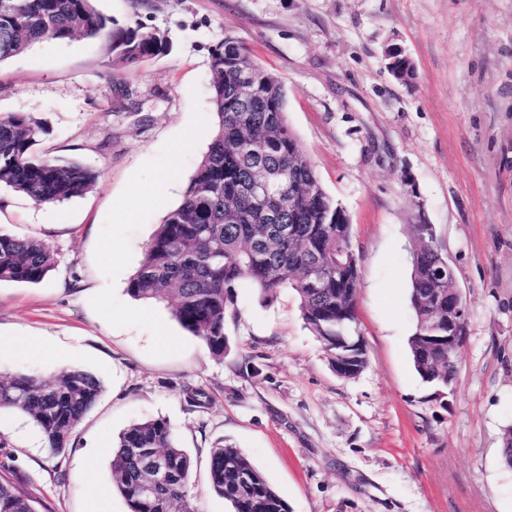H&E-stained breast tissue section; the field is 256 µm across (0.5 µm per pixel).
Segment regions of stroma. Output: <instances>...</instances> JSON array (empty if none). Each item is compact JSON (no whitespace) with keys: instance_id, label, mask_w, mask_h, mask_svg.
<instances>
[{"instance_id":"35a3bbf8","label":"stroma","mask_w":512,"mask_h":512,"mask_svg":"<svg viewBox=\"0 0 512 512\" xmlns=\"http://www.w3.org/2000/svg\"><path fill=\"white\" fill-rule=\"evenodd\" d=\"M119 23L165 32L135 69L101 42L42 41L0 63V113L46 122L37 152L99 172L56 206L0 188V229L45 240L38 285L0 282V372L50 379L68 366L103 391L50 457L20 415L0 414L16 472L50 512H88L93 472L112 487L111 445L161 418L193 460L195 512H231L209 484L211 448H239L292 512H512L501 432L512 424V0H97ZM234 38L287 94L288 123L348 214L359 259L367 366L336 376L295 292L272 303L237 283L215 359L166 303L126 292L146 243L182 199L215 128L209 54ZM413 62L406 85L387 68ZM134 215L119 218L118 203ZM433 227L468 309L452 392L415 371L408 339L415 227ZM22 337L43 338L23 350ZM206 395L191 406L187 389Z\"/></svg>"}]
</instances>
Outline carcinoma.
<instances>
[{"instance_id":"carcinoma-1","label":"carcinoma","mask_w":512,"mask_h":512,"mask_svg":"<svg viewBox=\"0 0 512 512\" xmlns=\"http://www.w3.org/2000/svg\"><path fill=\"white\" fill-rule=\"evenodd\" d=\"M75 37L104 43L112 63L134 68L164 54L167 37L136 22L120 25L101 14L95 0H0V63L45 40ZM404 82L413 79L408 59L389 65ZM210 109L216 129L181 203L162 219L129 280L135 301L165 302L173 318L224 357L226 313L235 309V285L249 281L264 302L292 288L302 316L324 341L331 368L345 379L367 365L355 335L359 263L350 245L352 224L323 190L314 166L288 124L280 80L233 38L210 51ZM48 133L42 119L0 113V187L36 205H58L90 192L99 174L78 162L39 156L35 146ZM269 180L280 191L265 200L247 185ZM293 189H288V184ZM417 263L409 299L416 316L409 349L416 371L436 392L453 389L458 350L435 337L448 335L443 313L429 307L434 288L433 228L415 225ZM57 254L44 240L0 231V282L39 284L57 268ZM320 267L322 278L308 279ZM350 368L340 370V356ZM102 392L89 372L69 367L48 380L31 373L0 374V411L21 414L43 435L51 456L61 454ZM10 447L0 435V512H49L14 481ZM192 462L167 421L133 423L112 444V486L129 512H194L189 496ZM211 489L233 512H291L287 503L240 449L218 444L210 454Z\"/></svg>"}]
</instances>
